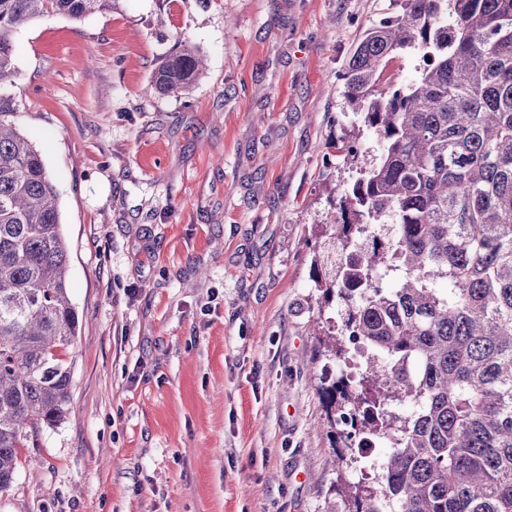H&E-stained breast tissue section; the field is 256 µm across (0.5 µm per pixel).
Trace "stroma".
Segmentation results:
<instances>
[{
  "label": "stroma",
  "mask_w": 512,
  "mask_h": 512,
  "mask_svg": "<svg viewBox=\"0 0 512 512\" xmlns=\"http://www.w3.org/2000/svg\"><path fill=\"white\" fill-rule=\"evenodd\" d=\"M395 0H119L15 36L80 329L0 512H327L312 249L359 165L348 57ZM206 69L148 93L160 58Z\"/></svg>",
  "instance_id": "stroma-1"
}]
</instances>
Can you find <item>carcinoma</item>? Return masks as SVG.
Masks as SVG:
<instances>
[{
  "label": "carcinoma",
  "instance_id": "cac0c4a2",
  "mask_svg": "<svg viewBox=\"0 0 512 512\" xmlns=\"http://www.w3.org/2000/svg\"><path fill=\"white\" fill-rule=\"evenodd\" d=\"M117 0H0V89L15 85L13 34L42 17L75 22ZM370 28L345 67L355 125L378 153L344 190L340 216L313 250L316 324L350 303L353 335L386 355L359 385L327 375L319 393L339 468L351 434L395 437L374 488L338 489L344 508L377 512H512V0H398ZM406 50L424 66L408 83L383 81ZM194 48L164 56L151 87L189 89L202 71ZM0 92V492L20 467L19 449L66 416L79 317L69 295L70 250L58 196L41 154L8 117ZM395 224L359 244L358 224ZM377 269L388 284L373 279ZM343 358L346 335L317 332ZM420 403L397 417L393 403Z\"/></svg>",
  "mask_w": 512,
  "mask_h": 512
}]
</instances>
